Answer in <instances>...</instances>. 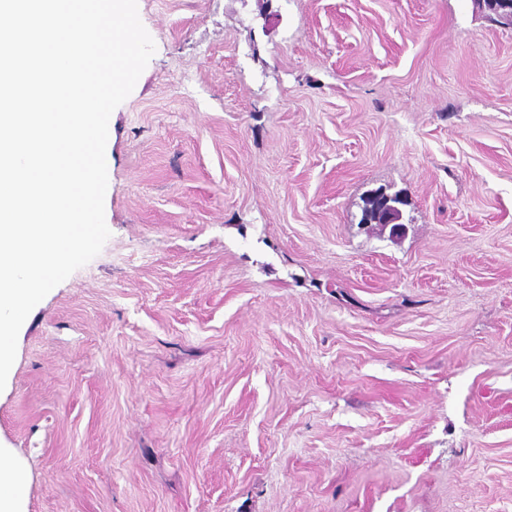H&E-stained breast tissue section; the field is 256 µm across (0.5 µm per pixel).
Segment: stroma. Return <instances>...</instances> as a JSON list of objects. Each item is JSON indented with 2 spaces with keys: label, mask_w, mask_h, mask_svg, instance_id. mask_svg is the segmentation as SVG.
Wrapping results in <instances>:
<instances>
[{
  "label": "stroma",
  "mask_w": 512,
  "mask_h": 512,
  "mask_svg": "<svg viewBox=\"0 0 512 512\" xmlns=\"http://www.w3.org/2000/svg\"><path fill=\"white\" fill-rule=\"evenodd\" d=\"M102 251L22 325L25 512H512V26L138 0ZM401 195L404 232L362 221Z\"/></svg>",
  "instance_id": "35a3bbf8"
}]
</instances>
